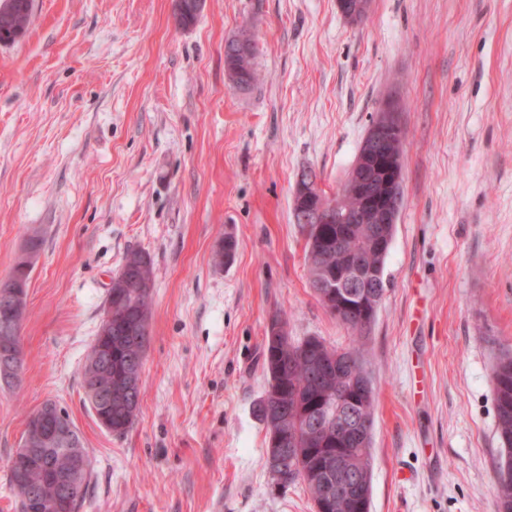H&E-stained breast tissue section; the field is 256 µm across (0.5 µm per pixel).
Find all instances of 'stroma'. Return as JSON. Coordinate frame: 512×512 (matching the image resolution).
Here are the masks:
<instances>
[{"instance_id": "1", "label": "stroma", "mask_w": 512, "mask_h": 512, "mask_svg": "<svg viewBox=\"0 0 512 512\" xmlns=\"http://www.w3.org/2000/svg\"><path fill=\"white\" fill-rule=\"evenodd\" d=\"M249 29L258 77L224 43ZM394 100L405 135L386 294L363 350L378 394L370 512H496L492 370L512 347V0H33L0 44V280L43 244L0 382V512L29 417L64 408L91 456L78 512H314L278 484L255 407L273 318L348 345L307 282L301 171L327 197ZM231 263L214 259L226 237ZM153 267L140 414L96 420L81 370L128 250ZM415 475L397 481L399 469ZM227 46L224 44V66L225 70L233 69L239 71L242 79V89L249 88L256 81L255 57L256 48L252 51L241 52L242 46H249L253 41L247 30H242L238 35L231 37ZM226 40V42L228 41Z\"/></svg>"}]
</instances>
